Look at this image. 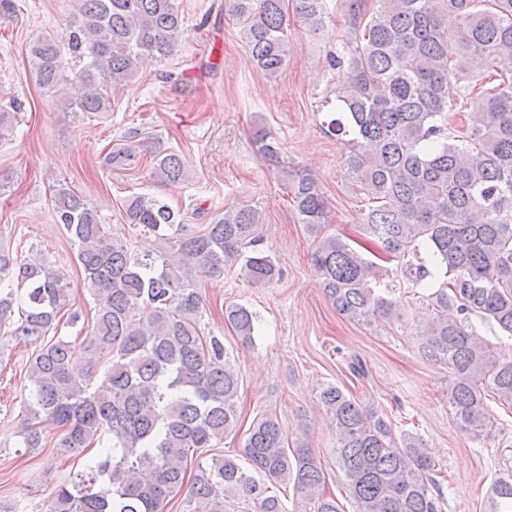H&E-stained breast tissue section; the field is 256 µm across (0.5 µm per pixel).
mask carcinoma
<instances>
[{
  "label": "carcinoma",
  "instance_id": "obj_1",
  "mask_svg": "<svg viewBox=\"0 0 512 512\" xmlns=\"http://www.w3.org/2000/svg\"><path fill=\"white\" fill-rule=\"evenodd\" d=\"M65 39L39 38L30 55L40 82L53 86L73 71L75 104L107 112L108 88L125 85L142 56L166 58L184 29L176 0H78ZM242 24L256 66L272 76L289 52L285 0H224ZM312 27L326 18L325 0H296ZM458 25L448 31V14ZM512 62V0H385L366 22L362 38L334 56L337 112L329 122L349 137V168L371 201L365 235L388 260L401 263L438 311L422 344L424 355L448 367V407L458 427L480 437L489 426L486 397L512 406V355L478 336L471 317L512 337V75L478 94L466 58ZM465 109V121L455 113ZM161 183L186 176L174 153L153 156ZM293 206L306 230L321 233L327 200L307 176L292 187ZM128 223L171 244L155 258L108 238L87 200L61 187L55 223L77 248L87 293L96 303L84 352L52 334L71 303L61 276L43 260L0 247V281L22 291H0V328L36 345L27 367L26 418L17 447H43L38 424L65 431L75 450L99 444L78 480L60 484L48 512H164L186 491L183 512H234L244 499L254 512H284L271 489L293 482L314 512H340L325 497V474L308 448L291 449L281 424L256 417L237 459L213 456L187 478L189 456L213 448L237 426L240 379L223 344L202 335L205 298L200 276L240 268L255 283L282 276L270 255L257 249L258 212L246 205L194 234L179 214L155 196L135 195L124 205ZM426 256H421L420 245ZM311 263L326 299L350 320L393 316L398 302L375 291L379 265L338 237L320 240ZM18 318H13L14 301ZM226 320L244 343L252 342L254 314L229 305ZM336 428V463L356 512H442L436 464L410 435L363 407L337 384L319 393ZM262 476L259 481L256 476ZM492 512H512V474L491 487Z\"/></svg>",
  "mask_w": 512,
  "mask_h": 512
}]
</instances>
